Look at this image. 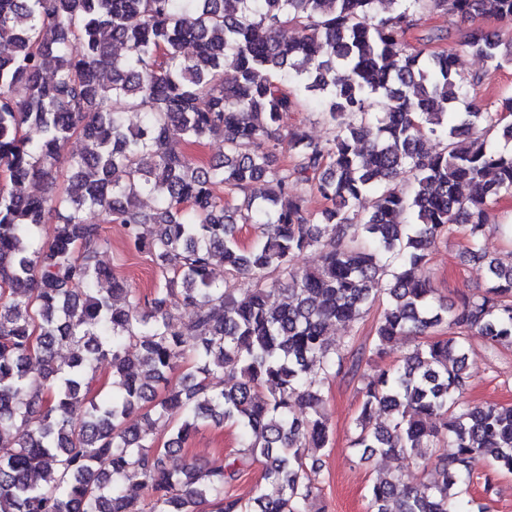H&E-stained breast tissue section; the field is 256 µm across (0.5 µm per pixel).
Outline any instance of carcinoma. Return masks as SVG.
<instances>
[{
  "mask_svg": "<svg viewBox=\"0 0 512 512\" xmlns=\"http://www.w3.org/2000/svg\"><path fill=\"white\" fill-rule=\"evenodd\" d=\"M376 3L0 0V512H309L322 492L312 451L329 445L322 387L340 375L361 394L351 447L422 467L414 485L378 477L367 512H489L473 510L468 485L478 462L491 467L487 494L495 474L512 473V407L464 399L466 355L474 336L512 347V254L485 249L489 228L512 234L489 212L512 193V95L475 106L483 75L460 74L455 51L414 49L405 35L423 12L457 16L472 22L465 49L511 67L512 39L479 21L511 24L512 0H390L382 17ZM312 100L330 136L284 131L282 115ZM74 136L83 148L67 160L65 192L26 191L52 177ZM210 138L224 154L203 164L189 148ZM283 146L291 162L279 166ZM224 185L242 201L224 200ZM301 185L331 206L308 212ZM352 207L364 209L359 225ZM87 210L148 251L151 291L101 263L107 242ZM51 219L56 234L43 242ZM240 224L256 226L249 247ZM454 226L488 287L450 304L427 262ZM307 250L320 263L300 269ZM377 304L371 352L420 341L371 374L363 349L332 345L328 330L356 326ZM182 309L193 311L186 323ZM441 327L448 335H433ZM185 359L191 370L157 396ZM101 360L112 363L106 395L92 371ZM144 407L147 427L129 426ZM381 413L389 424L372 426ZM210 423L238 429L233 458H181ZM158 425L168 427L161 445ZM445 442L455 451L435 455ZM249 463L261 480L245 499L230 488Z\"/></svg>",
  "mask_w": 512,
  "mask_h": 512,
  "instance_id": "1",
  "label": "carcinoma"
}]
</instances>
